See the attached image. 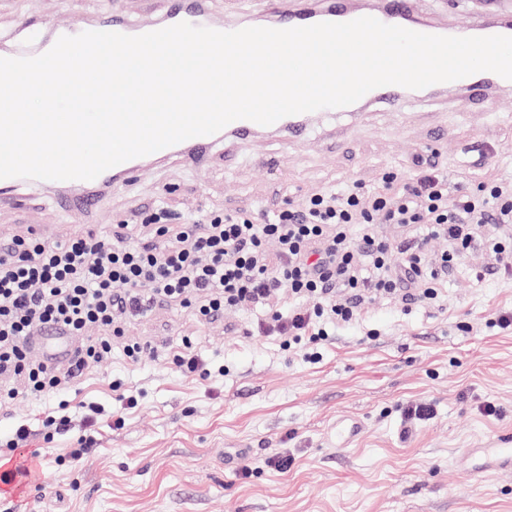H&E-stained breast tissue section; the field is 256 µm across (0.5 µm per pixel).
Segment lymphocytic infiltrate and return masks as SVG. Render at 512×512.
<instances>
[{
  "instance_id": "1",
  "label": "lymphocytic infiltrate",
  "mask_w": 512,
  "mask_h": 512,
  "mask_svg": "<svg viewBox=\"0 0 512 512\" xmlns=\"http://www.w3.org/2000/svg\"><path fill=\"white\" fill-rule=\"evenodd\" d=\"M435 238L451 249L430 256ZM477 248L491 272L512 270V180L452 194L431 156L409 174L384 170L370 190L355 182L314 190L270 220L245 208L176 222L158 206L106 236L13 235L0 241V378L52 397L109 359L117 338L129 363H141L157 348L126 338L125 324L159 306L208 324L228 309H264L255 332L282 337L312 362L366 300L438 303ZM59 326L75 341L68 363L33 358L28 336Z\"/></svg>"
}]
</instances>
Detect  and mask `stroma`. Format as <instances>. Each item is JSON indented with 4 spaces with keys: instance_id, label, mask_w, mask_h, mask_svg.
<instances>
[{
    "instance_id": "stroma-1",
    "label": "stroma",
    "mask_w": 512,
    "mask_h": 512,
    "mask_svg": "<svg viewBox=\"0 0 512 512\" xmlns=\"http://www.w3.org/2000/svg\"><path fill=\"white\" fill-rule=\"evenodd\" d=\"M113 7L139 24L161 14L159 0H0V49L26 22L79 25ZM495 98L497 111L487 112L463 91L442 90L403 116L374 105L349 121L319 120L304 141L229 140L202 166L169 160L143 169L79 224L55 210L56 186L25 188L0 206V234L38 224L51 238L105 235L162 203L270 214L318 188L373 186L382 169H406L430 149L449 190L493 175L512 180V91ZM439 128L447 137L430 147ZM270 157L277 165H267ZM486 262L468 255L437 304L364 305L315 364L277 337L250 335L251 312L212 324L170 308L129 319V338L168 349L191 338L224 374L188 377L163 356L132 365L117 346L56 396H18L0 410V438L20 424L29 435L12 460L0 458V471L23 463L29 473L0 494V512H512V471L473 477L454 463L460 449L512 432V329L490 324L495 312L512 311V275L477 278ZM116 378L139 394L137 408L121 406ZM88 402L103 408L91 427ZM488 402L495 415L484 413ZM418 403L432 406L431 419H407L406 407ZM61 406L70 429L46 440L43 422ZM341 419L361 423L355 441L336 439ZM84 434L92 451L68 463ZM277 452L293 456L290 470L264 465ZM247 458L254 466L244 478Z\"/></svg>"
}]
</instances>
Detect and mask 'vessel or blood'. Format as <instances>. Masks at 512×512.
<instances>
[{
    "instance_id": "1",
    "label": "vessel or blood",
    "mask_w": 512,
    "mask_h": 512,
    "mask_svg": "<svg viewBox=\"0 0 512 512\" xmlns=\"http://www.w3.org/2000/svg\"><path fill=\"white\" fill-rule=\"evenodd\" d=\"M494 4H487L484 10L476 13L466 24L448 28L446 26L420 19L413 9V0H380L378 5L371 7L354 6L352 0H289L288 4L276 6L272 28L286 29L310 26L321 22H348L360 17L371 16L382 23L396 25L412 31L433 35L467 36H512V20L499 19L495 16ZM187 22L195 26L212 27L213 21L204 7V0H169L159 25L171 26ZM97 30L118 32L126 35L146 33L147 28L128 21L118 10L102 12L77 27L64 22L53 24L43 41L32 44L26 35H19L13 49L8 50V57H34L48 51L63 35H76L80 30ZM459 86L484 106H491L492 98L489 88L499 91L512 90V81L501 76H489L488 72H478L458 81ZM416 98L406 95L401 86L387 85L373 89L355 103L351 111H360L363 107L380 104L397 112H405L414 107ZM261 129L260 124L250 120H236L225 126L216 134L199 136L184 140L170 147L154 152L157 160L178 158L182 162L195 165L209 161L214 147L225 139L244 141L251 138ZM272 131L287 134L289 138L306 136L310 128L302 115H291L281 118L271 126ZM143 161L139 158L128 160L112 167L96 179L90 181L67 180L62 182L63 193L57 197L56 204L62 213L71 221H79L89 210L97 208L102 202V188L122 189L127 182L142 168ZM27 346L40 356L55 362L66 363L72 349V339L60 329H45L29 336ZM471 458L467 468L471 475L480 476L486 467L499 470H512V436L504 435L496 438L490 447L475 448L469 453Z\"/></svg>"
}]
</instances>
